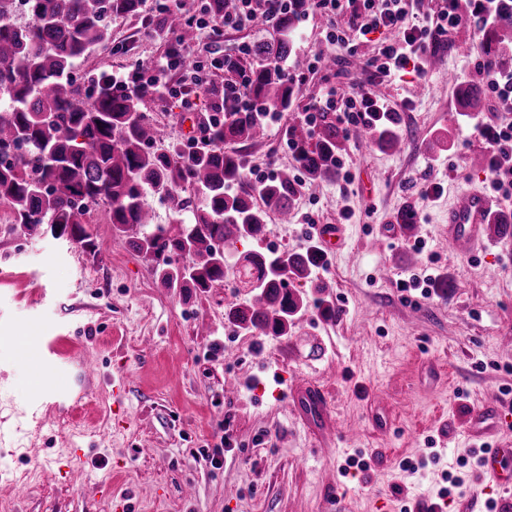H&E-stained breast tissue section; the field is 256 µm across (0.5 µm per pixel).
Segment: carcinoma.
Wrapping results in <instances>:
<instances>
[{
  "instance_id": "carcinoma-1",
  "label": "carcinoma",
  "mask_w": 512,
  "mask_h": 512,
  "mask_svg": "<svg viewBox=\"0 0 512 512\" xmlns=\"http://www.w3.org/2000/svg\"><path fill=\"white\" fill-rule=\"evenodd\" d=\"M140 9V0H0V204L28 235L47 229L90 252L97 244L87 216L102 207L112 228L156 262L163 287L204 292L232 270L251 300L265 306L258 313L231 307L225 320L253 335L285 336L303 308L288 281L309 276L320 260L317 246L303 253L247 251L233 265L225 254L242 240L262 241L268 212L292 208L290 171L277 172L255 192L237 190L245 162L224 145L262 139L266 127L259 118L239 112L205 127L206 146L199 151L178 145L159 151L160 131L142 111V96L115 92L104 82L86 86L72 76L87 51L109 47L112 18ZM20 14L26 22L7 21ZM159 27L185 43L195 37V27L178 13H165ZM510 35L512 0H501L485 38L507 49ZM255 54L265 63L251 71V99L288 108L297 95L288 69L302 68L291 40L261 42ZM291 136L294 169L308 184L336 174L344 149L336 125L322 124L314 138L294 126ZM370 141L402 143L397 118L370 131ZM188 189L193 198L181 197ZM149 192L175 203V226L144 222Z\"/></svg>"
}]
</instances>
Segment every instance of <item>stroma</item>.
Segmentation results:
<instances>
[{"instance_id": "stroma-1", "label": "stroma", "mask_w": 512, "mask_h": 512, "mask_svg": "<svg viewBox=\"0 0 512 512\" xmlns=\"http://www.w3.org/2000/svg\"><path fill=\"white\" fill-rule=\"evenodd\" d=\"M156 0L138 14L112 20L108 50L95 49L73 71L79 82L103 71L127 72L138 60L159 59ZM473 0H458L463 22L423 62L425 73L376 82L374 91L401 105L399 151L347 139L334 178L311 186L297 176L295 219L267 230L281 250L309 247L314 224H343L346 248L325 257L311 280L290 288L305 311L284 336H253L230 326L224 310L246 304L236 278L184 296L163 287L153 266L112 232L104 210L92 212L97 249L89 253L51 235H26L0 220V416L20 425L0 446V470L24 473L23 486L0 482V512H422L438 499L445 473L458 475L444 512L471 502L512 499L486 490L470 459L472 440L459 429L470 410L496 391L512 403V243L491 241L472 258L451 256L439 226L460 193L486 188L487 168L472 157L486 145L479 117L512 122V111L483 92L477 111L462 112L457 91L473 83L489 50L471 18ZM326 17L298 23L297 55H334L336 64L307 72L298 95L263 141L240 148L246 167L293 165L288 132L325 88L363 79L356 55L329 50ZM271 25L239 27L217 40L196 37L201 61L245 43L271 41ZM471 45L460 55L459 43ZM143 112L164 132L158 149L185 143L200 112H183L150 93ZM411 211L409 239L388 237L385 224ZM496 268L497 278L486 275ZM424 277L422 290L400 280ZM372 318H365L363 308ZM39 328L62 350L25 348L20 338ZM276 359L290 374L324 384L334 397L335 441L343 456L322 450L279 393L273 371L253 368L256 354ZM90 354L101 380L86 383L73 362ZM122 383L113 394L114 383ZM384 395L390 433L368 424L375 395ZM37 416H30L33 404ZM228 436L231 450L213 468L202 448ZM84 448L70 476L56 464L71 446ZM358 457L367 471L348 468ZM427 459L418 473L406 462Z\"/></svg>"}]
</instances>
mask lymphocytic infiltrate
Listing matches in <instances>:
<instances>
[{
    "label": "lymphocytic infiltrate",
    "mask_w": 512,
    "mask_h": 512,
    "mask_svg": "<svg viewBox=\"0 0 512 512\" xmlns=\"http://www.w3.org/2000/svg\"><path fill=\"white\" fill-rule=\"evenodd\" d=\"M163 8L183 14L197 28L209 29L216 35L259 20L276 24L291 11L302 16L322 14L330 23L326 34L329 45L352 53L360 44L378 38L377 54L368 58L363 67L370 79L392 78L407 70L422 73L427 53L462 23L457 0H439L434 8L424 6L422 0H232L230 9L219 16L199 13L198 9L188 6L187 0H165ZM251 52L252 47L247 44L240 51L212 59L214 68L238 74L239 79L225 84L221 100L211 104V111L225 118L233 112L251 111V102L244 93L250 75L242 65L243 56ZM172 70L184 74L182 83L173 90L174 96L179 98L184 110L195 111L198 99L208 94L213 83L204 75L200 62L194 61L191 49L175 35L166 43L163 63L147 74L133 69L128 76L113 78L111 86L124 93L146 92L163 84ZM309 109L337 112L340 121L350 130L376 124L393 111L390 103L378 101L368 82L360 83L345 94L338 88H327ZM477 129L490 155V190L511 196L512 123L484 122L478 124Z\"/></svg>",
    "instance_id": "1"
}]
</instances>
